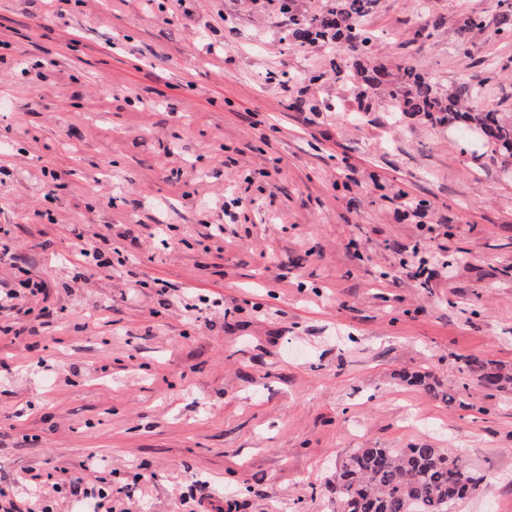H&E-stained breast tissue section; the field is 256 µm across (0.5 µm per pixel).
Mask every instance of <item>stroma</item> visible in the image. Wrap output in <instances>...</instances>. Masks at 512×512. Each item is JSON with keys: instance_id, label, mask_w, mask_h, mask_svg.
Masks as SVG:
<instances>
[{"instance_id": "1", "label": "stroma", "mask_w": 512, "mask_h": 512, "mask_svg": "<svg viewBox=\"0 0 512 512\" xmlns=\"http://www.w3.org/2000/svg\"><path fill=\"white\" fill-rule=\"evenodd\" d=\"M502 13L377 0L360 52L290 42L278 0H0V276L48 284L0 333V488L65 465L133 512H194L195 484L336 512L343 457L425 442L485 476L459 512H512V390L465 364L512 369V174L356 75L409 62L512 115ZM81 238L127 263L74 281ZM471 373L476 380L487 388H494L499 391L512 389V372L501 366H494L493 363L480 358H469L466 360Z\"/></svg>"}]
</instances>
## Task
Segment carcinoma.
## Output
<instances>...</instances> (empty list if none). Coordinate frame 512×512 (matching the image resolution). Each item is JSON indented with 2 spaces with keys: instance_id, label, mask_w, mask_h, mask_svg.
Returning <instances> with one entry per match:
<instances>
[{
  "instance_id": "1",
  "label": "carcinoma",
  "mask_w": 512,
  "mask_h": 512,
  "mask_svg": "<svg viewBox=\"0 0 512 512\" xmlns=\"http://www.w3.org/2000/svg\"><path fill=\"white\" fill-rule=\"evenodd\" d=\"M297 0H280L288 13L289 35L307 42L334 34L357 48L369 42L359 20L374 8L376 0H324L314 11L300 12ZM369 84L387 86L397 111L421 117L435 127L469 128L477 124L485 137L489 157L512 165V119L494 110L470 112L461 102L473 96L466 82L442 95L436 83L413 65L400 68L397 79L375 70L363 75ZM476 380L499 391L512 389V371L480 358L466 360ZM485 476L468 468L462 455L433 448L425 443L413 448H358L342 459L336 469L340 500L348 512H455L459 501Z\"/></svg>"
}]
</instances>
